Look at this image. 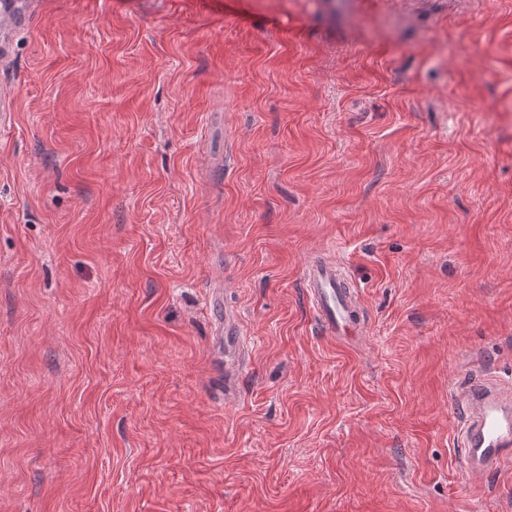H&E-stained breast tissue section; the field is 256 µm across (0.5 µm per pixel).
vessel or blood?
<instances>
[{"instance_id":"vessel-or-blood-1","label":"vessel or blood","mask_w":512,"mask_h":512,"mask_svg":"<svg viewBox=\"0 0 512 512\" xmlns=\"http://www.w3.org/2000/svg\"><path fill=\"white\" fill-rule=\"evenodd\" d=\"M31 0H0V56L7 52L14 31L28 22ZM335 264L316 259L303 269V291L312 305L323 335L347 339L363 326L351 289L342 285ZM218 337L224 342V394L238 395L244 366L240 351L245 337L233 311H225ZM459 415L461 460L469 479L485 481L512 463V391L479 365L469 367L452 393Z\"/></svg>"}]
</instances>
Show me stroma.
<instances>
[{"instance_id": "1", "label": "stroma", "mask_w": 512, "mask_h": 512, "mask_svg": "<svg viewBox=\"0 0 512 512\" xmlns=\"http://www.w3.org/2000/svg\"><path fill=\"white\" fill-rule=\"evenodd\" d=\"M1 88L0 512H512L450 400L512 381V0H39ZM342 281L349 288H343ZM302 286L323 335L339 339L361 336L363 326L356 299L333 262L315 259L308 263L303 269ZM219 341H224V398L239 394L240 380L244 365L240 360V351L246 336L233 311L224 309V324L221 322L217 332Z\"/></svg>"}]
</instances>
